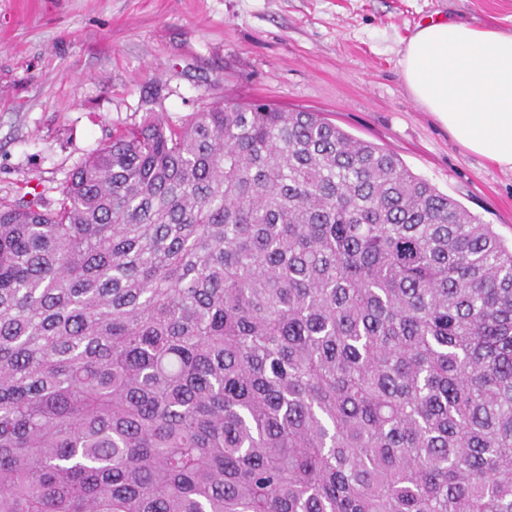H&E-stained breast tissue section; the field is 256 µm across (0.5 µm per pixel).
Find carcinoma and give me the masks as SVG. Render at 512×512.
Here are the masks:
<instances>
[{
  "label": "carcinoma",
  "instance_id": "obj_1",
  "mask_svg": "<svg viewBox=\"0 0 512 512\" xmlns=\"http://www.w3.org/2000/svg\"><path fill=\"white\" fill-rule=\"evenodd\" d=\"M0 512H512V246L319 112L114 132L0 208Z\"/></svg>",
  "mask_w": 512,
  "mask_h": 512
}]
</instances>
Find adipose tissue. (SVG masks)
Listing matches in <instances>:
<instances>
[{"label":"adipose tissue","mask_w":512,"mask_h":512,"mask_svg":"<svg viewBox=\"0 0 512 512\" xmlns=\"http://www.w3.org/2000/svg\"><path fill=\"white\" fill-rule=\"evenodd\" d=\"M400 64L412 97L459 144L512 171V34L428 22Z\"/></svg>","instance_id":"ef3b65f1"}]
</instances>
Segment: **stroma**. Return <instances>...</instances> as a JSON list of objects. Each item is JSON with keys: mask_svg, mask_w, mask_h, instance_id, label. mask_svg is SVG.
Returning <instances> with one entry per match:
<instances>
[{"mask_svg": "<svg viewBox=\"0 0 512 512\" xmlns=\"http://www.w3.org/2000/svg\"><path fill=\"white\" fill-rule=\"evenodd\" d=\"M446 18L512 33V0H0V204H57L113 130L216 102L319 112L512 242V171L463 148L400 60Z\"/></svg>", "mask_w": 512, "mask_h": 512, "instance_id": "stroma-1", "label": "stroma"}]
</instances>
